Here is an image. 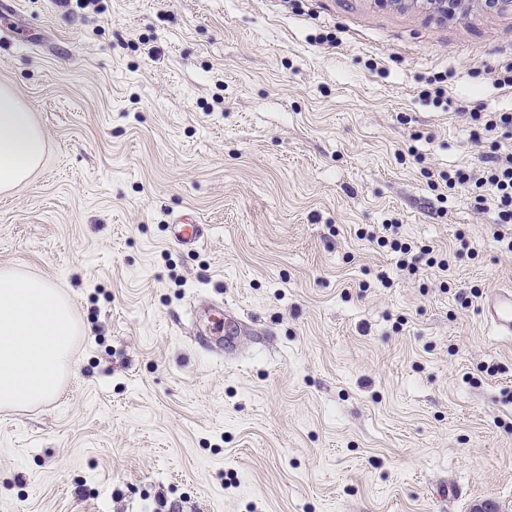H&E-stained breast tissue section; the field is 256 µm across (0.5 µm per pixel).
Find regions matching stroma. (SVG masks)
I'll return each mask as SVG.
<instances>
[{
	"label": "stroma",
	"instance_id": "stroma-1",
	"mask_svg": "<svg viewBox=\"0 0 512 512\" xmlns=\"http://www.w3.org/2000/svg\"><path fill=\"white\" fill-rule=\"evenodd\" d=\"M0 1V85L46 140L0 194V268L82 330L54 401L0 411V512H512V339L481 315L512 251L492 195L441 179L489 166L470 115L512 110V13ZM206 299L232 354L196 338ZM171 235L173 240L180 246L192 248L198 245L204 236L201 224H172ZM380 246L387 247L395 252L400 254V259L398 260V266L401 271L408 270L410 274L415 273L419 266L425 265L429 268L436 267L441 272L448 271V260L447 258L438 257L433 255V249L418 247L415 245H411L406 242H399L397 240H389L380 239Z\"/></svg>",
	"mask_w": 512,
	"mask_h": 512
}]
</instances>
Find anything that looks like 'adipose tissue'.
Segmentation results:
<instances>
[{
	"label": "adipose tissue",
	"mask_w": 512,
	"mask_h": 512,
	"mask_svg": "<svg viewBox=\"0 0 512 512\" xmlns=\"http://www.w3.org/2000/svg\"><path fill=\"white\" fill-rule=\"evenodd\" d=\"M44 152L32 113L10 87L0 85V190L27 181ZM77 334L71 303L51 282L0 269V409L54 400L72 367Z\"/></svg>",
	"instance_id": "obj_1"
}]
</instances>
